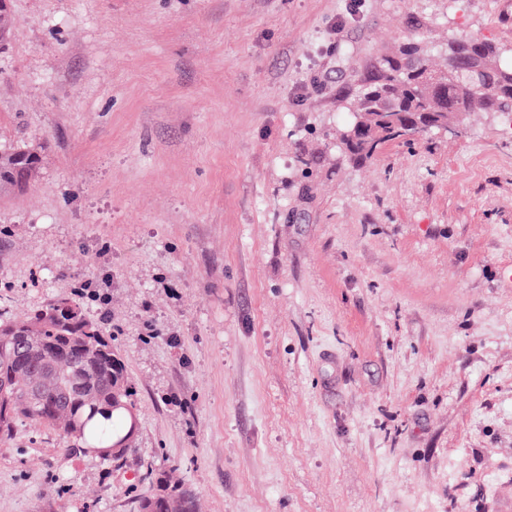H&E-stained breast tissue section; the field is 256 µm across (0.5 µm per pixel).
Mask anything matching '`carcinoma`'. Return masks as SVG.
Returning <instances> with one entry per match:
<instances>
[{
	"mask_svg": "<svg viewBox=\"0 0 512 512\" xmlns=\"http://www.w3.org/2000/svg\"><path fill=\"white\" fill-rule=\"evenodd\" d=\"M448 63L435 65L423 41H407L382 56L374 76L354 96L355 138L337 146L355 161L372 158L392 140L390 123L400 115L433 113L430 128L480 106L512 112V69L497 68L500 48L479 38L448 41ZM484 66V83L468 86L461 75ZM37 152L28 147L0 151V187L21 189L38 172ZM134 390L111 340L84 312L79 300L59 298L19 321H0V436L22 421L58 430L77 448H111L130 442L136 429ZM194 512L188 491L161 480L140 498V512Z\"/></svg>",
	"mask_w": 512,
	"mask_h": 512,
	"instance_id": "obj_1",
	"label": "carcinoma"
}]
</instances>
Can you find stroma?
Instances as JSON below:
<instances>
[{
  "mask_svg": "<svg viewBox=\"0 0 512 512\" xmlns=\"http://www.w3.org/2000/svg\"><path fill=\"white\" fill-rule=\"evenodd\" d=\"M0 320L81 299L135 390L120 461L0 441V512H512V134L336 147L407 37L512 49L504 0H10ZM37 152L28 147L0 151V187L24 188L38 172ZM155 493L140 498V512H173L175 509L184 507L185 512L196 511L194 497L188 496V491L178 488L173 484H168L165 480L157 482Z\"/></svg>",
  "mask_w": 512,
  "mask_h": 512,
  "instance_id": "1",
  "label": "stroma"
}]
</instances>
